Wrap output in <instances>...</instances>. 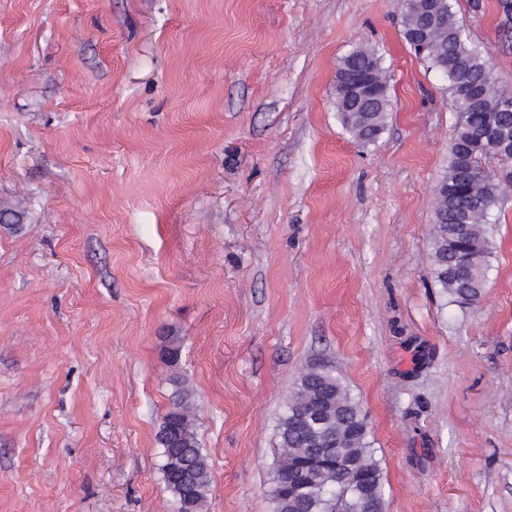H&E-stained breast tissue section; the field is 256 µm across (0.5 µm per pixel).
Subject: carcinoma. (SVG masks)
<instances>
[{"mask_svg": "<svg viewBox=\"0 0 512 512\" xmlns=\"http://www.w3.org/2000/svg\"><path fill=\"white\" fill-rule=\"evenodd\" d=\"M402 34L415 55L447 82L457 112L448 170L433 204V262L437 279L452 301L474 303L486 288L491 255L485 224L501 195V185L482 161L495 149L481 132L493 121L512 139V98L499 88L484 49L471 43L455 18L452 0H404ZM426 27L423 43L412 39ZM339 69L369 74L380 93L365 106L336 92V112L345 129L370 145L385 129L390 107L388 78L374 49H354ZM170 406L162 417L158 440L160 470L175 509L203 512L212 471L196 427L193 391L172 379ZM279 453L272 469L274 512H384L383 476L368 441V426L358 403L334 371L317 365L303 373L279 418ZM374 489L367 504L356 482Z\"/></svg>", "mask_w": 512, "mask_h": 512, "instance_id": "1", "label": "carcinoma"}]
</instances>
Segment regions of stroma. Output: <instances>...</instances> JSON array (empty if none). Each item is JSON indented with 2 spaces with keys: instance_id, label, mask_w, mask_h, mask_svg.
Returning <instances> with one entry per match:
<instances>
[{
  "instance_id": "1",
  "label": "stroma",
  "mask_w": 512,
  "mask_h": 512,
  "mask_svg": "<svg viewBox=\"0 0 512 512\" xmlns=\"http://www.w3.org/2000/svg\"><path fill=\"white\" fill-rule=\"evenodd\" d=\"M403 0H0V512H173L157 440L181 375L204 512H273L289 393L358 401L385 512H512V188L480 302L433 263L456 112ZM512 96V0H453ZM378 50L358 145L336 69ZM180 358H166L169 337ZM381 60L375 49H354L342 58L338 68L349 75L367 73L380 89V93L372 98L375 92L374 85L372 79L365 74L354 81L344 83L348 97L336 89V111L340 121L351 136L362 145L374 144L380 138L390 107L388 78ZM349 98L358 102L372 99L367 105L357 107Z\"/></svg>"
}]
</instances>
